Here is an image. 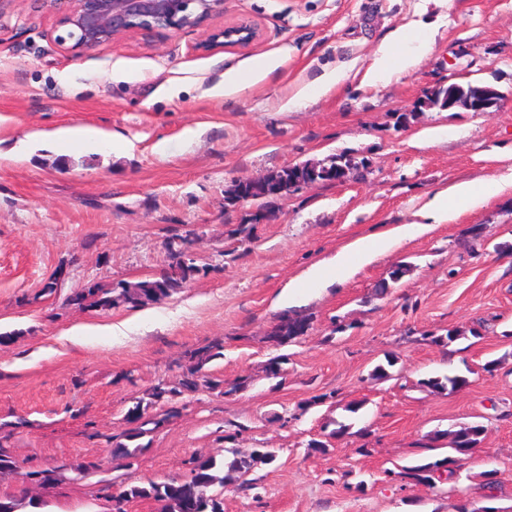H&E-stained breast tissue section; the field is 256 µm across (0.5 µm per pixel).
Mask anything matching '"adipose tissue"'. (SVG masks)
I'll list each match as a JSON object with an SVG mask.
<instances>
[{"instance_id": "ef3b65f1", "label": "adipose tissue", "mask_w": 512, "mask_h": 512, "mask_svg": "<svg viewBox=\"0 0 512 512\" xmlns=\"http://www.w3.org/2000/svg\"><path fill=\"white\" fill-rule=\"evenodd\" d=\"M423 30L420 24L407 25L395 28L383 38L362 76V85L374 86L415 69L432 43ZM499 189V182L490 181L480 185L463 182L439 191L421 208L419 221L405 225L400 235L375 234L362 239L356 254L341 253L331 265L316 267L310 274L309 282L321 285L343 279L354 264V256L366 257L391 249L399 237L418 232L422 224L443 223L451 213L477 207Z\"/></svg>"}]
</instances>
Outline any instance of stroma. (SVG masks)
<instances>
[{"label": "stroma", "instance_id": "obj_1", "mask_svg": "<svg viewBox=\"0 0 512 512\" xmlns=\"http://www.w3.org/2000/svg\"><path fill=\"white\" fill-rule=\"evenodd\" d=\"M236 20L258 26L250 48L199 49L207 29ZM418 20L439 25L421 64L360 86L379 41ZM55 21L47 0H0V333L16 336L0 345V442L18 465L0 475V496H37L42 512H109L127 485L182 477L191 457L233 447L277 459L255 470L250 492L226 483L224 512H458L464 486L474 503L492 494L511 507L512 185L358 263L343 283L303 280L357 240L414 222L436 192L506 174L512 0H224L206 27L159 41L130 34L78 56L54 43ZM262 57L281 65L238 94L210 95ZM340 65L347 80L289 106ZM451 83L492 86L501 100L485 113L414 111ZM446 126L454 136L430 140ZM71 127L106 137L57 150L53 134ZM333 155L351 162L344 181L291 192L268 204V223L239 233L257 204L233 200L236 182ZM189 233L210 271L172 296L136 312L65 306L89 282L161 274L169 242ZM53 276L56 292L43 294ZM290 310L308 329L273 347L266 336ZM137 313L142 323L111 338L109 326ZM452 329L459 337L438 344ZM216 339L223 354L206 374L247 387L184 393L136 459L112 457L133 398ZM280 354L284 375L269 378ZM389 358V377L373 379ZM445 375L467 384L424 387ZM340 422L352 432L335 434ZM470 424L483 426L482 443L442 490L404 477ZM318 437L325 449L308 448ZM47 468L55 482L33 485L29 472ZM484 470L494 486L468 483Z\"/></svg>", "mask_w": 512, "mask_h": 512}]
</instances>
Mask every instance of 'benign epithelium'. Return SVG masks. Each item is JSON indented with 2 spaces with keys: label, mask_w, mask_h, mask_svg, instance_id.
Returning <instances> with one entry per match:
<instances>
[{
  "label": "benign epithelium",
  "mask_w": 512,
  "mask_h": 512,
  "mask_svg": "<svg viewBox=\"0 0 512 512\" xmlns=\"http://www.w3.org/2000/svg\"><path fill=\"white\" fill-rule=\"evenodd\" d=\"M58 6L52 31L64 51L81 54L112 44L129 33L165 38L186 28H200L215 14L224 12V0H51ZM259 38V29L247 21L210 30L199 45L246 48ZM499 92L488 85H474L468 92L448 95L447 109L488 112L498 105Z\"/></svg>",
  "instance_id": "1"
}]
</instances>
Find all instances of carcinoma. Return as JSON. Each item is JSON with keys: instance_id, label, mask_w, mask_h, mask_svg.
Segmentation results:
<instances>
[{"instance_id": "obj_1", "label": "carcinoma", "mask_w": 512, "mask_h": 512, "mask_svg": "<svg viewBox=\"0 0 512 512\" xmlns=\"http://www.w3.org/2000/svg\"><path fill=\"white\" fill-rule=\"evenodd\" d=\"M189 242L186 237L180 243L168 244V267L158 277L137 282L120 281L110 285L91 283L79 291L69 294L65 305L76 308L111 310L114 308H138L148 303H156L170 297L188 282L205 276L210 271L206 265H200L190 258H185L184 247ZM308 327L304 317L291 318L283 316L268 336L267 342L275 347H283L297 339ZM224 344L213 341L205 346L194 348L185 353V365L182 373L173 381L160 380L136 398L128 408L125 420L128 428L120 435L121 441L115 444L120 455L133 458L142 448L137 440L159 429L172 412L161 418L147 415V410L158 403H170L186 392H195L201 388L231 396L247 386V380L239 378L231 383L201 374V370L212 360L223 355ZM466 382L461 376L429 378L422 385L435 390H455ZM412 466L404 475L418 483L432 487L440 482L437 472L453 463V454ZM266 460L252 454L243 455L235 450L218 459L214 456H194L189 462V474L178 479L143 484H131L124 489L126 501L152 499L160 503V512H224V486L227 480L235 477L238 489L246 492L253 489L254 482L250 475L258 464ZM44 502L34 498H0V512H20L26 507L41 508Z\"/></svg>"}]
</instances>
